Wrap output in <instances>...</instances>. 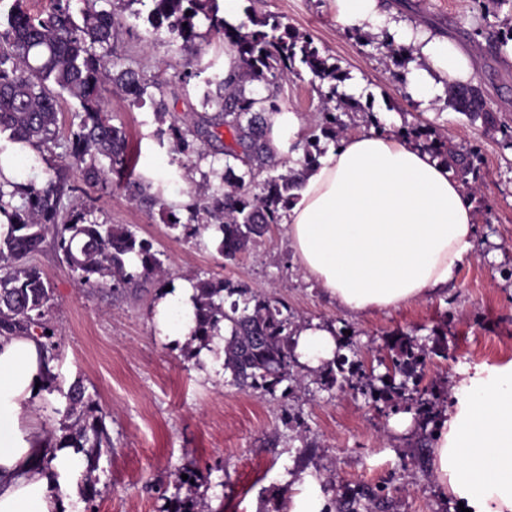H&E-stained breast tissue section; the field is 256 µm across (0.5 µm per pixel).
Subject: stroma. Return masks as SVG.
Wrapping results in <instances>:
<instances>
[{
    "mask_svg": "<svg viewBox=\"0 0 512 512\" xmlns=\"http://www.w3.org/2000/svg\"><path fill=\"white\" fill-rule=\"evenodd\" d=\"M385 4L472 56L473 83L497 127L470 120L446 102L425 106L404 99L387 48L366 33L338 29L330 0L241 2L260 14H278L313 38L348 74L340 93L389 112L392 126L429 124L454 145L479 147L474 250L447 289L397 309L351 315L304 280L282 225L228 262L208 231L194 238L170 231L158 206L134 198L128 181L117 179L88 194L98 221L129 225L151 240L175 281L210 275L285 299L296 324H335L340 342L351 346L365 373L384 374L393 342L405 336L423 356L421 381L402 397L377 402L356 385L327 388L321 368L298 364L294 372L301 383L288 394L238 389L229 374L205 370L192 345L157 335V281L122 296L92 290L44 245L34 262L52 289L50 321L59 346L51 362L58 390L43 401V425L55 428L61 391L82 380L106 417L112 441L98 461L92 512H167L171 499L189 495L207 501L213 512H270L283 499L323 498L326 484L343 496L384 487L395 512H453L431 462L419 458L417 407L424 390H437L432 412L445 418L462 380L512 363V279L503 275L512 269V138L506 134L512 128V57L488 48L512 30V0ZM125 22L110 49L113 59L163 84L170 119L203 111L205 83L196 72L205 63L212 72L223 70V36L207 34L206 24H199L206 37L194 57L179 51L167 29L153 30L130 16ZM186 71L193 79L179 83ZM279 95L316 124L322 101L309 78H291ZM103 96L113 124L126 129L138 152L134 178L178 195L183 204L175 212L183 214L184 203L204 193L201 173L209 159L188 158L160 144L151 106H132L121 88L105 85ZM443 344L444 358L434 353ZM185 468L202 474L197 487H177L176 476Z\"/></svg>",
    "mask_w": 512,
    "mask_h": 512,
    "instance_id": "stroma-1",
    "label": "stroma"
}]
</instances>
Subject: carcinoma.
<instances>
[{"label":"carcinoma","mask_w":512,"mask_h":512,"mask_svg":"<svg viewBox=\"0 0 512 512\" xmlns=\"http://www.w3.org/2000/svg\"><path fill=\"white\" fill-rule=\"evenodd\" d=\"M115 0H84L82 22L72 11V0H51L48 10L33 14L24 0H13L6 23H0V134L8 133L13 144L34 150L30 170L41 166L53 170L47 182L38 187L32 179L0 182V336H30L46 339L53 348L54 328L48 315L52 291L40 268L31 258L50 239L61 261L90 288H112L122 294L149 278L165 280L166 267L153 244L140 238L124 224H107L92 218L83 206L66 209L62 200L75 191L66 176L67 165H53L47 154L58 138L56 92H65L78 101L81 112L77 129L72 131L67 155L83 165L84 181L91 187H106L109 176L121 177L134 166L123 127L112 124L102 95L106 81L131 96L132 105L149 103L160 122H165L168 106L162 86L150 82L140 71L126 65L106 66L105 52L116 37L118 21L112 10ZM150 8L147 22L166 27L180 40L179 49L199 50L196 31L198 17L208 28L235 43L239 68L227 76L205 80V105L211 111L192 115L179 123L158 130L159 140H172L183 154L224 156V168L202 174L206 202L185 205L191 219L199 212L218 221L217 252L227 261L263 237L281 221V211L295 201L292 190L299 175L278 172L280 161L270 147L265 125L267 117L279 110L276 90L280 82L308 71L326 87L321 92L324 106L317 130L301 146L302 165L317 161L323 153L321 139L332 142L346 128L343 107H331L336 84L344 79L339 67L328 62L313 41L297 34L278 16L245 11L240 28L224 23L220 0H135ZM261 81L268 94L255 98L245 93L248 81ZM159 91L157 99L149 87ZM453 108L472 120L493 125L496 116L485 110L482 94L476 88L457 84L448 88ZM420 140L431 153L451 163L464 176L477 177L480 153L472 148L456 150L448 139L428 124L403 127ZM229 133L231 142L223 139ZM266 177L258 179L260 173ZM167 281V280H165ZM167 284L174 285L169 280ZM192 322V336L201 344L213 342L220 323L230 324L224 339V369L230 371V384L241 389H261L272 395L284 382L298 381L293 372L295 322L288 303L277 297L255 295L242 284L213 278L199 279ZM392 372L371 375L368 385L378 401L406 389L417 378L418 360L412 356L392 360ZM357 373L354 361L339 354L327 366L324 383L333 386ZM59 416L56 447L72 448L82 455L85 467L73 465L84 486V498L95 493L93 472L102 448L110 439L98 404L86 395L82 381L73 382L64 395ZM334 512H392L391 502L379 490H369L361 498L335 496Z\"/></svg>","instance_id":"obj_1"}]
</instances>
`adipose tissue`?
<instances>
[{"instance_id": "ef3b65f1", "label": "adipose tissue", "mask_w": 512, "mask_h": 512, "mask_svg": "<svg viewBox=\"0 0 512 512\" xmlns=\"http://www.w3.org/2000/svg\"><path fill=\"white\" fill-rule=\"evenodd\" d=\"M343 30L389 34L411 48L410 96L432 102L474 73L469 56L448 39L413 30L380 0H331ZM304 117L287 102L267 138L293 154ZM285 219L289 247L304 278L352 314L397 309L453 281L470 256L477 222L473 198L446 165L414 142L376 128L346 134L305 170ZM194 288L177 285L159 299L162 335L187 337ZM337 349L329 323L311 320L298 333L301 363L317 366ZM45 361L30 336H0V512H69L77 498L64 452L42 427L35 385ZM51 466H44L45 458ZM433 468L444 491L469 512H512V364L474 379L435 434Z\"/></svg>"}]
</instances>
